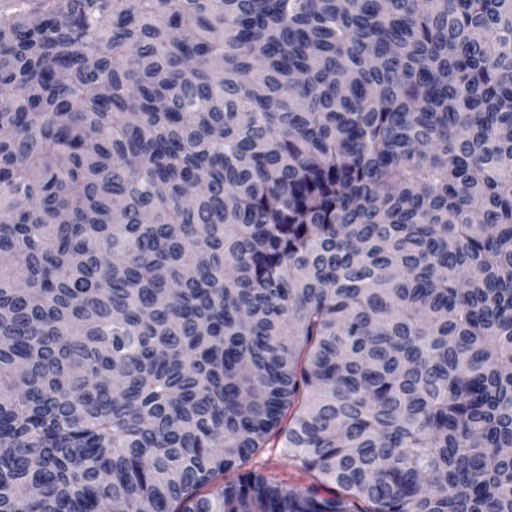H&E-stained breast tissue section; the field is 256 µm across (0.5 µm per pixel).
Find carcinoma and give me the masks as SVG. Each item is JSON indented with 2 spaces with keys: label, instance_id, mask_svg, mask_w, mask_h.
<instances>
[{
  "label": "carcinoma",
  "instance_id": "obj_1",
  "mask_svg": "<svg viewBox=\"0 0 512 512\" xmlns=\"http://www.w3.org/2000/svg\"><path fill=\"white\" fill-rule=\"evenodd\" d=\"M113 503L512 512V0H0V512Z\"/></svg>",
  "mask_w": 512,
  "mask_h": 512
}]
</instances>
